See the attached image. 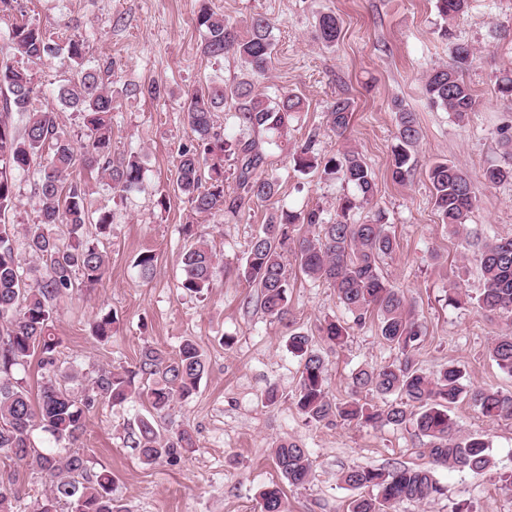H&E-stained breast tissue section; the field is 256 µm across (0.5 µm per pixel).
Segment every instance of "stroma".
<instances>
[{
  "mask_svg": "<svg viewBox=\"0 0 512 512\" xmlns=\"http://www.w3.org/2000/svg\"><path fill=\"white\" fill-rule=\"evenodd\" d=\"M27 19L41 24L55 41L67 34L87 40L86 60L112 61L113 158L129 154L144 166L141 187L114 191L83 162L71 177L87 182L90 210L112 214V228L102 248L108 269L97 287L63 299L56 314L61 339L59 358L75 365L84 380L102 368H134L146 346L175 351L194 339L203 350L207 373L198 394L172 405L174 427H191L197 446L177 468L143 464L131 446V432L141 403L124 407L98 404L87 432L73 445L88 466L112 473V496L128 512H259L260 493L282 483L272 445L294 439L308 448L313 477L302 487H286L288 512H344L351 490L339 471L353 467L425 466L426 440L412 426L318 424L298 411L295 393L299 360L289 353L291 332L308 334L323 355L331 398L351 393V374L376 367L396 352L380 337L377 318L360 326L339 304L328 283L297 276L290 290V313L284 320L266 316L256 294L236 276H216L203 296L184 293L179 230L189 221V207L174 183L179 149L194 134L185 118L188 96L206 82L240 80L245 70L234 57L216 61L201 51L196 25L200 0H19ZM214 11L238 26L262 15L274 25L276 43L270 71L255 78L256 88L271 95L292 92L305 108L288 123L281 148L268 151L265 168L280 180L279 193L266 202L246 205L240 214L203 218L198 231L229 267L241 265L249 241L279 210L323 209L333 214L340 197L354 195L344 181L328 180L320 171H295V148L312 143L318 156L357 148L374 172L370 203L354 209L352 221L382 215L398 247L381 269L414 303L426 335L415 359L426 375L454 364L469 385L512 391V379L489 358L491 339L507 320L478 312L471 302L482 288L471 250L448 232L435 210L427 171L432 162L449 159L474 177L478 204L468 228L484 240L512 235V181L484 184L482 170L507 165L512 156L501 148L512 135V104L496 90V78L512 69V0H470L468 10L449 24L450 38L439 34L434 0H209ZM335 12L342 31L335 45L322 46L315 22ZM464 41L477 52L465 73L477 106L465 122L431 108L423 80L433 67L448 64L451 41ZM161 86V98L139 94L143 85ZM352 102V119L344 136L327 123L336 98ZM413 112L420 132L414 149L415 170L406 184L392 181L391 151L396 143L397 107ZM167 193V210L155 208L157 193ZM157 256L154 273L142 279L134 268L144 250ZM459 282L467 302L448 303V288ZM116 314L119 328L110 344L98 343L91 324L100 309ZM348 326L339 347L323 341L325 320ZM233 337L225 347L224 337ZM277 390L275 403L266 400ZM462 434L478 433L489 444L493 467L476 476L445 467L435 470L443 496L426 503L404 501L395 512H452L468 503L472 512H512V490L502 487L500 472L512 471V420L488 422L469 400L452 407ZM12 480L23 512H36L46 493L47 476L0 455V481Z\"/></svg>",
  "mask_w": 512,
  "mask_h": 512,
  "instance_id": "stroma-1",
  "label": "stroma"
}]
</instances>
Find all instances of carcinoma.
<instances>
[{
  "label": "carcinoma",
  "mask_w": 512,
  "mask_h": 512,
  "mask_svg": "<svg viewBox=\"0 0 512 512\" xmlns=\"http://www.w3.org/2000/svg\"><path fill=\"white\" fill-rule=\"evenodd\" d=\"M443 22L462 14L467 0H435ZM196 24L203 32V53L215 60L233 54L248 74L263 75L274 57L273 24L265 17L251 19L245 28L228 22L224 15L202 3ZM341 19L330 11L316 20L318 39L325 46L336 42ZM10 40L20 60L0 63V89L9 93L0 108L16 109L25 116L23 131H17L0 117V324L8 325L6 340L0 343V453L45 473L48 493L38 512H128L112 498V474L88 469L77 452L57 451L64 442L77 441L87 429L89 415L98 403L122 406L135 399L147 408L138 418L132 447L147 465H181L196 446L189 428L170 431L165 427L168 411L175 401H187L198 391L206 371L200 346L183 340L174 354L148 346L132 370L101 369L87 391L76 394L67 383L79 379L73 368L61 369L60 340L53 333L57 304L80 288H92L107 272V256L101 240L111 232L112 214L104 211L90 220L85 184L70 179L76 162L75 148L60 128L57 111L47 105L29 110L35 95L33 67L59 55L75 68L74 77L60 85L55 99L76 112L86 131L81 153L85 165L98 171L118 192L136 187L143 167L138 156L129 155L116 163L112 159V63L89 66L85 63L87 41L73 36L60 45L47 36L40 25L21 19L12 26ZM451 62L433 68L423 82L427 103L442 109L458 121L467 120L476 109V98L464 74L476 62V51L465 42L450 49ZM500 98L512 102V71L497 78ZM303 99L293 93L273 98L255 90L250 79L232 84L210 83L188 97L186 119L195 142L183 147L175 169L174 182L193 214L215 216L225 211L238 213L250 201L266 202L280 189L278 177L258 170L266 151L254 140L231 141L215 130L216 113L228 110L237 124L253 132L268 134L266 144L276 146L287 135L288 119L303 108ZM396 144L390 171L400 184L409 180L414 168L413 149L419 139L412 113L401 105ZM352 117L351 104L338 98L328 112V123L343 135ZM238 163L235 195L224 193V157ZM294 169L307 172L323 168L327 176H340L355 187L359 197L344 196L335 215L327 218L320 209L282 211L261 225L248 246L238 278L255 289L257 302L268 316L283 320L289 314L292 272L285 253L292 252L295 268L303 275L327 282L336 290L339 303L362 324L373 315L379 320L382 338L397 351L396 358L379 367H361L351 376L352 397L338 402L329 397L326 362L313 348L312 339L301 332L288 336V351L299 359L301 371L296 405L309 420L332 424L411 425L427 439L430 466L392 465L383 468L351 467L339 480L356 492L345 512H391L402 501L427 503L443 494L432 466H448L474 475L492 467L489 446L480 434L462 436L451 416V406L461 398L470 399L490 421L512 419V392L473 388L464 384L465 373L451 364L434 377L417 367L414 356L425 336L414 307L403 292L382 275L380 262L396 249L387 225L375 218L352 223L349 215L356 202L373 198L375 177L362 154L346 147L325 159L301 146L294 154ZM38 165L35 196L38 219L23 228L6 221L15 207L16 174ZM483 180L498 184L512 180V167L492 165L483 170ZM432 200L448 232L469 241V214L477 197L467 171L451 160L433 163L428 169ZM93 224L95 232L86 227ZM185 245L181 253L183 277L180 288L190 295L203 294L213 282L222 260L194 225L182 227ZM23 236L25 252L35 265H27L14 247ZM483 288L475 297V307L486 314L512 318V236L487 240L475 255ZM157 257L151 250L140 252L134 265L143 276L150 275ZM117 318L102 309L92 324V335L100 343L112 341ZM324 341L341 346L347 328L328 320L320 328ZM489 356L499 370L512 377V329L495 336ZM44 372L38 403L31 401L26 380L18 376L32 360ZM370 391L386 399L382 405L359 398ZM46 435L39 448L32 432ZM273 458L288 484L300 486L313 476L308 449L296 441L274 444ZM260 512H287L283 488L273 484L260 493ZM18 497L0 487V512H20Z\"/></svg>",
  "instance_id": "1"
}]
</instances>
